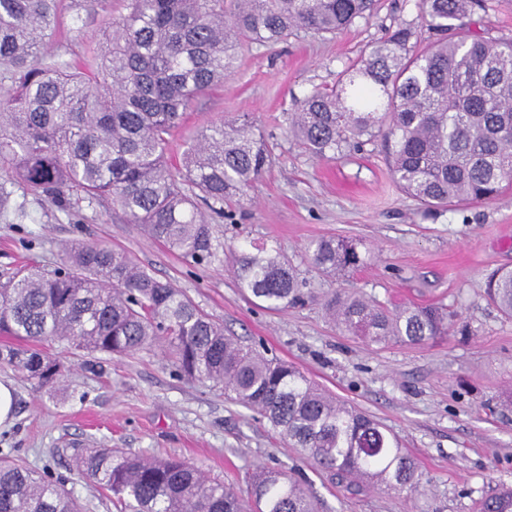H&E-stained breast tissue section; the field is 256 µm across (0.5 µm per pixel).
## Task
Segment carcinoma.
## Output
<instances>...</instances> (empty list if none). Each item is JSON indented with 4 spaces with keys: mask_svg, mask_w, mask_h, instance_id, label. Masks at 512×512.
Listing matches in <instances>:
<instances>
[{
    "mask_svg": "<svg viewBox=\"0 0 512 512\" xmlns=\"http://www.w3.org/2000/svg\"><path fill=\"white\" fill-rule=\"evenodd\" d=\"M62 2L0 0V164L62 209L73 191L90 203L111 199L126 223L197 263L212 262L224 248L208 216H224L225 202L252 190L272 152L248 120H237L202 131L173 167L167 147L183 112L234 72L243 44H275L300 30L336 35L367 19L372 7V0H130L85 68L46 50ZM104 3L68 5L79 22ZM492 9V0H423L434 41L413 43V26H397L351 66L352 95L341 83L314 92L292 113L289 133L319 159L382 140L395 184L430 211L494 200L512 184V40L474 35L463 23ZM362 248L328 237L308 252L334 278L366 263ZM238 276L271 310L303 295L288 258L264 247L241 250ZM485 294L511 318L512 270L489 272ZM324 306L343 333L369 344H422L454 326L442 306L391 310L336 291ZM0 334L115 356L160 344L182 374L224 386L231 402L258 412L349 493L421 484L415 459L377 421L296 366L243 346L121 249L77 242L49 273L36 266L10 273L0 281ZM0 364L41 389L66 375L60 361L36 348H1ZM75 466L112 494L117 512H319L299 480L265 467L242 495L178 457L86 448ZM0 512L83 507L64 481L0 457ZM475 512H512V487L485 495Z\"/></svg>",
    "mask_w": 512,
    "mask_h": 512,
    "instance_id": "cac0c4a2",
    "label": "carcinoma"
}]
</instances>
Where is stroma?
<instances>
[{
  "mask_svg": "<svg viewBox=\"0 0 512 512\" xmlns=\"http://www.w3.org/2000/svg\"><path fill=\"white\" fill-rule=\"evenodd\" d=\"M418 3L377 0L368 20L340 34L301 31L285 42L245 46L235 72L186 113L169 145L172 162H180L189 138L242 114L273 146L272 162L248 197L225 205L223 218L214 220L224 249L211 263L179 256L139 225L124 223L108 202L91 204L74 193L63 210L0 170L12 205L29 214L22 224L0 215V276L25 264L52 270L78 241L123 249L181 289L226 334L293 363L379 421L416 458L419 491L344 493L275 436L261 415L228 401L222 388L180 376L158 346L117 358L41 343L45 355L68 367L52 390L0 365V379L16 387L15 420L0 431V456L66 480L87 512H115L73 469L76 456L91 446L184 457L212 479L241 486L257 467L282 468L305 479L322 512H472L490 486L512 485V319L484 295L488 271L512 268V185L484 204L428 212L393 185L380 143L320 160L288 134L296 104L335 86L398 23L412 24L419 40L427 39ZM127 12V0H107L81 25L63 13L49 49L81 59L97 46L100 28ZM327 236L363 240L367 264L336 281L322 277L306 248ZM253 244L292 261L305 284L303 303L272 311L242 288L235 256ZM335 290L396 306L441 301L466 329L421 345H368L327 319L323 302Z\"/></svg>",
  "mask_w": 512,
  "mask_h": 512,
  "instance_id": "35a3bbf8",
  "label": "stroma"
}]
</instances>
